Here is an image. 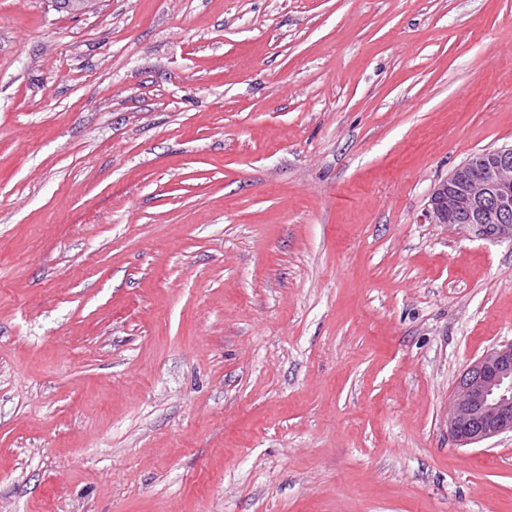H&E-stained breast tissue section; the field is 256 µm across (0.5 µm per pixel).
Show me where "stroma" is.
<instances>
[{
  "label": "stroma",
  "mask_w": 512,
  "mask_h": 512,
  "mask_svg": "<svg viewBox=\"0 0 512 512\" xmlns=\"http://www.w3.org/2000/svg\"><path fill=\"white\" fill-rule=\"evenodd\" d=\"M510 145L512 0H0V512H512ZM425 219L460 223L480 239L512 242V145L477 153L436 183ZM504 432H512V341L463 371L448 416V435L461 447Z\"/></svg>",
  "instance_id": "1"
}]
</instances>
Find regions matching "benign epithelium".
I'll list each match as a JSON object with an SVG mask.
<instances>
[{
  "label": "benign epithelium",
  "instance_id": "1",
  "mask_svg": "<svg viewBox=\"0 0 512 512\" xmlns=\"http://www.w3.org/2000/svg\"><path fill=\"white\" fill-rule=\"evenodd\" d=\"M425 219L512 242V146L477 153L436 183ZM504 432H512V341L463 371L448 416V435L461 447Z\"/></svg>",
  "mask_w": 512,
  "mask_h": 512
}]
</instances>
